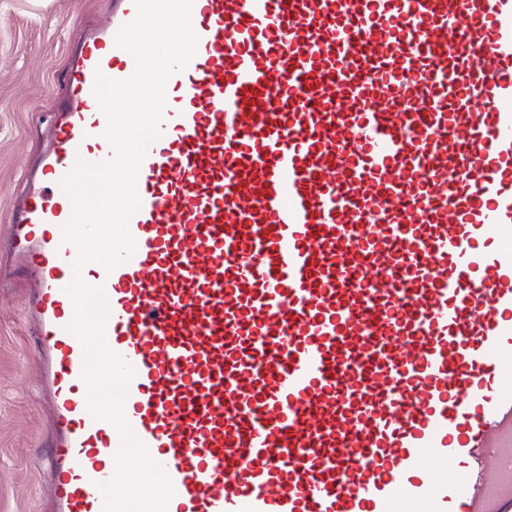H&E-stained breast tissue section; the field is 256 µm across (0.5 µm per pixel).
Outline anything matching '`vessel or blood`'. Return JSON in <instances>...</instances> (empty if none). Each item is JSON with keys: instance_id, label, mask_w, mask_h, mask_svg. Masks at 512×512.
<instances>
[{"instance_id": "b4317fda", "label": "vessel or blood", "mask_w": 512, "mask_h": 512, "mask_svg": "<svg viewBox=\"0 0 512 512\" xmlns=\"http://www.w3.org/2000/svg\"><path fill=\"white\" fill-rule=\"evenodd\" d=\"M87 30L13 256L52 399L53 512H103L121 439L87 410L60 183L112 148ZM105 289L125 413L168 512H512V0H194Z\"/></svg>"}]
</instances>
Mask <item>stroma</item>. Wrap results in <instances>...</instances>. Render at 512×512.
<instances>
[{
  "label": "stroma",
  "instance_id": "stroma-1",
  "mask_svg": "<svg viewBox=\"0 0 512 512\" xmlns=\"http://www.w3.org/2000/svg\"><path fill=\"white\" fill-rule=\"evenodd\" d=\"M111 0H0V239L25 188L28 160L67 92L68 56ZM0 288V512H48L51 456L38 338L23 313L31 270Z\"/></svg>",
  "mask_w": 512,
  "mask_h": 512
}]
</instances>
